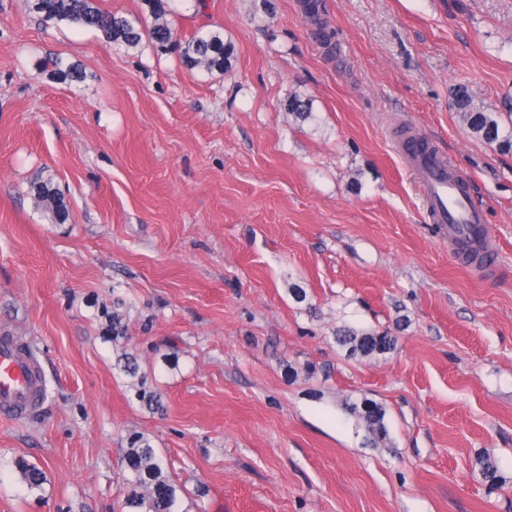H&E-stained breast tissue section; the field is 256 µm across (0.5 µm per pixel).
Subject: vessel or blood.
<instances>
[{
  "label": "vessel or blood",
  "instance_id": "vessel-or-blood-1",
  "mask_svg": "<svg viewBox=\"0 0 512 512\" xmlns=\"http://www.w3.org/2000/svg\"><path fill=\"white\" fill-rule=\"evenodd\" d=\"M397 152L413 172L431 221L439 226L456 256L472 250L494 254L485 209L474 200L467 176L430 143L426 135L413 132L397 144ZM46 396L39 362L18 337L0 336V417L24 418Z\"/></svg>",
  "mask_w": 512,
  "mask_h": 512
}]
</instances>
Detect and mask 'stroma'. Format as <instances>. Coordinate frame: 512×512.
Instances as JSON below:
<instances>
[{"label": "stroma", "instance_id": "obj_1", "mask_svg": "<svg viewBox=\"0 0 512 512\" xmlns=\"http://www.w3.org/2000/svg\"><path fill=\"white\" fill-rule=\"evenodd\" d=\"M302 2L179 0L180 39L218 30L233 48L209 74L0 0V332L33 347L48 388L0 419V512H121L133 433L183 512H512V150L451 108L465 85L512 131V0H322L329 48ZM56 60L80 79H53ZM416 128L473 182L486 272L426 219L394 151ZM345 326L396 347L349 358ZM125 351L162 412L133 399ZM364 398L387 445L344 410ZM483 455L506 479L492 492ZM31 195L38 204L45 206L55 223H64L67 219V208L58 193L51 187L50 182H34L31 185ZM122 305V302H113L112 312H109L107 309L103 311V317L106 319L104 336H106L107 340H112V342L125 338L127 331L125 315L121 310Z\"/></svg>", "mask_w": 512, "mask_h": 512}]
</instances>
